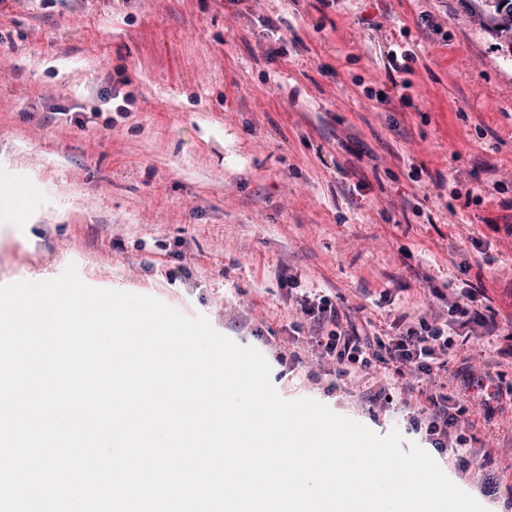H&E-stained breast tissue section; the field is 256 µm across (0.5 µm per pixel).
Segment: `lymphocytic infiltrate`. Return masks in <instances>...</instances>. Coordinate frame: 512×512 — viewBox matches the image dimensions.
I'll return each instance as SVG.
<instances>
[{
    "mask_svg": "<svg viewBox=\"0 0 512 512\" xmlns=\"http://www.w3.org/2000/svg\"><path fill=\"white\" fill-rule=\"evenodd\" d=\"M282 284L297 314L316 329L320 358L334 362L341 376L369 370L378 362L391 366L397 374L406 373L433 384L443 367L441 359L452 351L460 330L477 326L491 336L498 328L495 317L478 307V299L484 294L480 288L458 289L447 301V319L422 318L410 324L401 315L391 321L389 334L370 336L356 327L332 297L303 292L297 276L283 275ZM429 402V409L419 420L426 433L438 448L463 446L461 411L451 410L448 395L440 391L431 393Z\"/></svg>",
    "mask_w": 512,
    "mask_h": 512,
    "instance_id": "obj_1",
    "label": "lymphocytic infiltrate"
}]
</instances>
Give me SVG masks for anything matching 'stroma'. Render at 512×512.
Here are the masks:
<instances>
[{"mask_svg":"<svg viewBox=\"0 0 512 512\" xmlns=\"http://www.w3.org/2000/svg\"><path fill=\"white\" fill-rule=\"evenodd\" d=\"M481 10L491 0H0V188L35 189L24 218L0 208V286L72 264L91 287L205 316L264 356L281 397L399 430L486 512H512V49ZM393 45L415 55V93L383 106ZM285 270L375 333L485 289L498 333L456 337L440 380L466 409L468 471L409 423L427 385L396 379L382 405L365 394L383 368L331 376L292 328ZM488 362L499 395L482 407L462 376Z\"/></svg>","mask_w":512,"mask_h":512,"instance_id":"stroma-1","label":"stroma"}]
</instances>
